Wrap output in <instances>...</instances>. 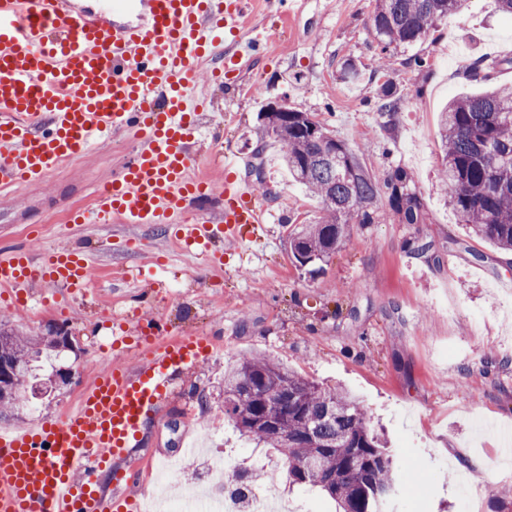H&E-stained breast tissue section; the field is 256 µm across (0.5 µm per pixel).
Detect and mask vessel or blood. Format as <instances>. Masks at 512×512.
<instances>
[{
    "label": "vessel or blood",
    "instance_id": "b4317fda",
    "mask_svg": "<svg viewBox=\"0 0 512 512\" xmlns=\"http://www.w3.org/2000/svg\"><path fill=\"white\" fill-rule=\"evenodd\" d=\"M251 0H0V190L32 184L116 131L135 149L96 192L91 216L125 224H168L188 251L223 263V243L263 221L251 184L229 173L193 177L207 103L194 91L203 59L224 33H238ZM224 197L220 219L183 217L188 199ZM94 264L62 249L46 262L0 257V294L25 305L39 287L82 295ZM145 361L116 366L85 390L77 411L23 431H0V512H134L135 470L119 471L123 494L105 496L99 473L138 447L146 421L186 372L211 352L206 338L168 339L161 320L139 318Z\"/></svg>",
    "mask_w": 512,
    "mask_h": 512
}]
</instances>
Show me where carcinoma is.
<instances>
[{
    "label": "carcinoma",
    "instance_id": "carcinoma-1",
    "mask_svg": "<svg viewBox=\"0 0 512 512\" xmlns=\"http://www.w3.org/2000/svg\"><path fill=\"white\" fill-rule=\"evenodd\" d=\"M465 0H376L371 28L382 53L424 40L442 19L459 12ZM399 99L384 87L378 111L393 115ZM265 137L282 146L281 162L291 178L314 194L323 215L288 236V254L300 268L318 265L349 240L351 225L373 222L380 194L407 224L422 220V203L408 190L410 176L397 168L383 183L346 144L305 112L288 113L277 128L263 124ZM439 179L459 223L467 224L496 248L512 252V92L503 87L452 99L439 119ZM60 330L23 336L0 325V354L11 352L23 365L17 392L0 393V419L52 386L41 374L53 365ZM266 388L288 384L280 410V431L267 428L255 383ZM224 414L244 437L279 453L290 486L318 488L335 502L336 512H383L397 490L393 460L370 424L359 399L343 388L324 387L264 355L242 356L224 370Z\"/></svg>",
    "mask_w": 512,
    "mask_h": 512
}]
</instances>
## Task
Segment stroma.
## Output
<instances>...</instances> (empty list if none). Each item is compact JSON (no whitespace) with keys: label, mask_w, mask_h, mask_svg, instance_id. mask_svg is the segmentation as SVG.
I'll return each mask as SVG.
<instances>
[{"label":"stroma","mask_w":512,"mask_h":512,"mask_svg":"<svg viewBox=\"0 0 512 512\" xmlns=\"http://www.w3.org/2000/svg\"><path fill=\"white\" fill-rule=\"evenodd\" d=\"M255 0L246 34L261 32V53L243 65L226 62L222 81L198 73L195 89L214 100L197 149L198 175L220 179L214 158L233 150L249 163L262 161L273 196L263 197L268 222L253 241L224 248L215 267L175 246L163 224H69L75 209L93 205L136 145L117 132L77 161L56 169L18 197L0 195V254L27 251L34 262L66 247L90 253L98 277L87 300L71 299L67 312L33 301L14 308L0 299V320L31 336L64 328L75 351L56 363L73 370L112 365L136 370L143 359L134 344L110 348L114 331L133 311L164 319L171 336H207L216 346L188 372L175 397L147 421L129 459L162 467L173 459L175 485L206 483L209 462L192 453L200 429L210 430L211 452L236 469H259L271 479L280 458L242 438L225 417L218 395L224 370L241 356L259 353L310 380L357 394L383 425L395 458V478L408 493L397 512H461L473 482L472 512H512V466L502 463L498 429L512 430V256L460 224L439 187V114L448 100L478 93L485 82L465 75L478 58L497 61L495 84L512 86V20L496 0H467L421 42L382 52L371 28L376 0ZM426 65L413 67V59ZM391 86L399 110L376 109ZM309 112L356 153L377 180L401 168L423 205L424 221L402 223L386 197L374 205L371 224H356L316 276L305 275L288 255L291 223L311 224L321 205L289 178L277 144L262 143L259 113L269 103ZM429 244L427 253L415 251ZM209 390L199 410L192 389ZM78 389L15 413L10 423L27 429L59 416ZM465 450L474 466L452 460Z\"/></svg>","instance_id":"obj_1"}]
</instances>
